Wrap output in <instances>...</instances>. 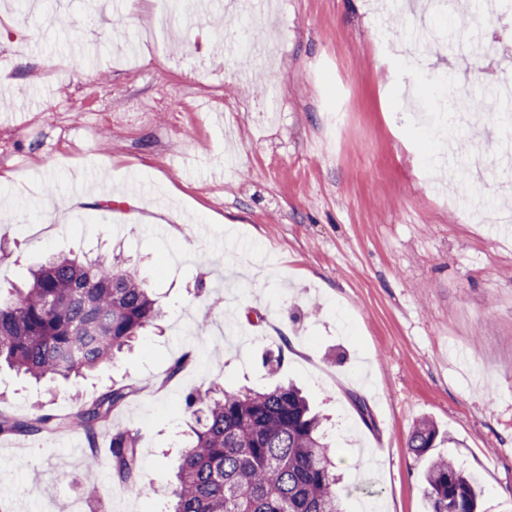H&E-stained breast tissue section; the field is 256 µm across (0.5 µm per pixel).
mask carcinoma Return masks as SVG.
<instances>
[{"label": "carcinoma", "instance_id": "carcinoma-1", "mask_svg": "<svg viewBox=\"0 0 512 512\" xmlns=\"http://www.w3.org/2000/svg\"><path fill=\"white\" fill-rule=\"evenodd\" d=\"M160 317L151 288L119 257L58 255L31 271L25 288L0 294V365L37 381H68L111 363ZM135 392L132 384L115 385L62 417L0 414V434L76 428L92 439ZM184 411L194 425L170 489V512H343L322 418L297 387L254 391L213 383L188 395ZM438 435L423 418L408 447L421 455ZM110 448L113 474L141 493L137 434L113 429ZM425 482L430 512H477V480L455 461H433Z\"/></svg>", "mask_w": 512, "mask_h": 512}]
</instances>
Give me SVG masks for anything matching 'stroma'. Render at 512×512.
<instances>
[{
  "label": "stroma",
  "instance_id": "stroma-1",
  "mask_svg": "<svg viewBox=\"0 0 512 512\" xmlns=\"http://www.w3.org/2000/svg\"><path fill=\"white\" fill-rule=\"evenodd\" d=\"M0 0V283L48 256L112 251L164 318L77 384L0 368V412L75 411L112 385L137 393L110 427L140 437L138 481L87 497L84 460L109 429L0 435L10 512H167L185 441L186 396L301 387L329 418L345 512H429L424 473L451 458L480 482L481 512H512V223H482L439 192L477 164L474 202L512 183L498 113L435 141L418 104L457 115L461 82L495 94L455 57L512 58V0H467L459 22L427 0H276L223 13L221 0ZM65 11L71 28L49 19ZM426 60L400 71L379 30ZM222 42L223 55L205 45ZM125 95L148 112L119 111ZM205 327H198L199 318ZM192 362L171 374L184 352ZM282 354L280 367L266 355ZM440 435L408 447L420 419Z\"/></svg>",
  "mask_w": 512,
  "mask_h": 512
}]
</instances>
